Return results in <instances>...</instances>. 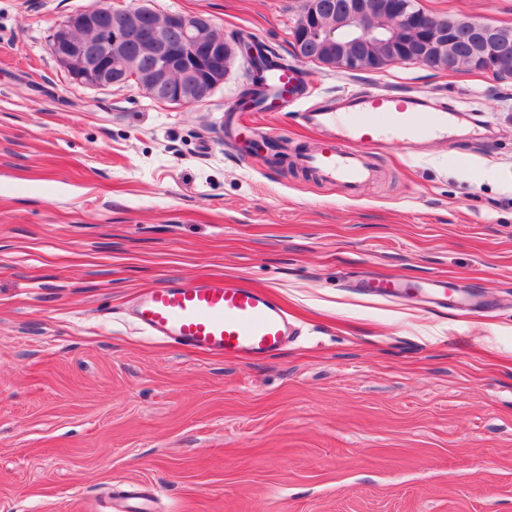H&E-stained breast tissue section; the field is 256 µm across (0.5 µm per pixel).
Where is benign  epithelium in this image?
<instances>
[{"label": "benign epithelium", "instance_id": "benign-epithelium-1", "mask_svg": "<svg viewBox=\"0 0 512 512\" xmlns=\"http://www.w3.org/2000/svg\"><path fill=\"white\" fill-rule=\"evenodd\" d=\"M156 16L145 4L78 10L55 28L52 55L69 80L84 87L127 84L145 70L148 80L141 90L181 105L207 100L237 57L256 55L253 47L216 36L203 14ZM292 32L295 44L318 46L321 64L333 69L356 64L380 70L405 62L427 67L434 50L446 47L448 57L463 56L492 73L498 59L512 53L511 29L471 19L444 25L414 10L409 0H302ZM372 45L385 54L369 56Z\"/></svg>", "mask_w": 512, "mask_h": 512}]
</instances>
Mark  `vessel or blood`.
Masks as SVG:
<instances>
[{
  "label": "vessel or blood",
  "instance_id": "b4317fda",
  "mask_svg": "<svg viewBox=\"0 0 512 512\" xmlns=\"http://www.w3.org/2000/svg\"><path fill=\"white\" fill-rule=\"evenodd\" d=\"M265 80L271 99L283 105L300 100L302 76L296 68H274ZM382 112L390 114L398 132L414 140L431 136L441 124L436 108L413 95L369 92L351 101L340 97L313 104L303 117L316 127L337 128L338 134L306 156L305 165L327 183L349 189L366 184L376 169L363 147L380 140L377 117ZM138 320L153 335L241 361L273 354L291 334L278 301L220 277L152 289L139 303Z\"/></svg>",
  "mask_w": 512,
  "mask_h": 512
}]
</instances>
